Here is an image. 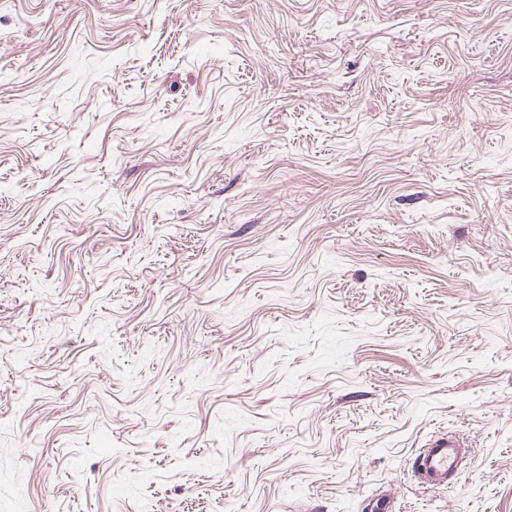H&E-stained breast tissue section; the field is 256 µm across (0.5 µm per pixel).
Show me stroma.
<instances>
[{
    "label": "stroma",
    "mask_w": 512,
    "mask_h": 512,
    "mask_svg": "<svg viewBox=\"0 0 512 512\" xmlns=\"http://www.w3.org/2000/svg\"><path fill=\"white\" fill-rule=\"evenodd\" d=\"M371 501L512 512V0H0V512ZM463 446L459 438L449 436L438 438L426 448H420L412 462L419 484L431 490L449 486L451 476L460 466Z\"/></svg>",
    "instance_id": "1"
}]
</instances>
